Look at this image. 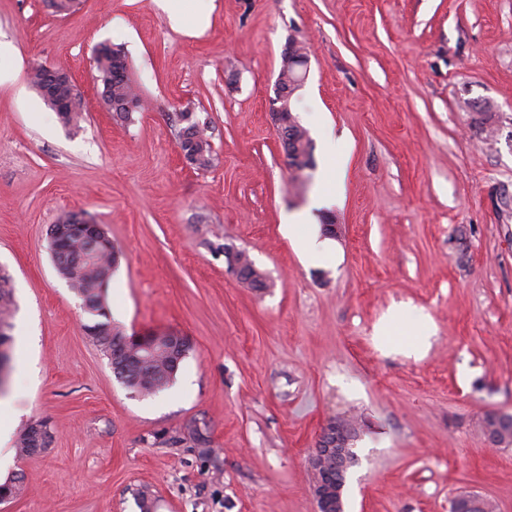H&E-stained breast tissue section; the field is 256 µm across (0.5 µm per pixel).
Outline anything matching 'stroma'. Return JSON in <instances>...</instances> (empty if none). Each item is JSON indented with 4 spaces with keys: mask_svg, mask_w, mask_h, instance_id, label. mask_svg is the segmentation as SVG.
I'll return each instance as SVG.
<instances>
[{
    "mask_svg": "<svg viewBox=\"0 0 512 512\" xmlns=\"http://www.w3.org/2000/svg\"><path fill=\"white\" fill-rule=\"evenodd\" d=\"M200 35L154 0H0L17 73L0 84V268L17 303L0 421L48 422L40 453L0 469V512H316L308 458L330 420L357 432L344 512H449L477 495L512 512V0H214ZM308 53L292 109L313 142L295 175L271 112L288 38ZM123 48L143 108L113 118L93 67ZM66 70L90 110L65 128L28 80ZM211 127L214 162H183L179 115ZM493 113L485 121V113ZM344 137L349 161L326 154ZM336 201L316 205L324 168ZM331 220L336 262L303 257L285 214ZM84 212L118 253L107 303L126 333H175L172 384L131 393L57 273L52 224ZM270 281L242 283L225 246ZM431 318L421 354L376 328ZM216 453L201 461L189 427Z\"/></svg>",
    "mask_w": 512,
    "mask_h": 512,
    "instance_id": "35a3bbf8",
    "label": "stroma"
}]
</instances>
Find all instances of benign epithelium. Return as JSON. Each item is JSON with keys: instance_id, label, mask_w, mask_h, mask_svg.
<instances>
[{"instance_id": "1", "label": "benign epithelium", "mask_w": 512, "mask_h": 512, "mask_svg": "<svg viewBox=\"0 0 512 512\" xmlns=\"http://www.w3.org/2000/svg\"><path fill=\"white\" fill-rule=\"evenodd\" d=\"M45 80L40 89L45 100L58 111L67 108V101L63 100L59 91L60 83L57 68H44ZM272 119L278 132V139L283 154H289V143L295 139L288 138V117L283 109L276 107L272 112ZM71 235H79L93 248L111 242L104 225L97 223L87 215L62 217L53 225L49 232V242L52 252L62 251V244ZM350 435L345 427L336 425V429L323 428L316 446L309 457L310 469L326 475L313 486V494L317 505V512H344L343 488L345 474L352 464ZM489 504L480 497H463L454 504L455 512H488Z\"/></svg>"}]
</instances>
